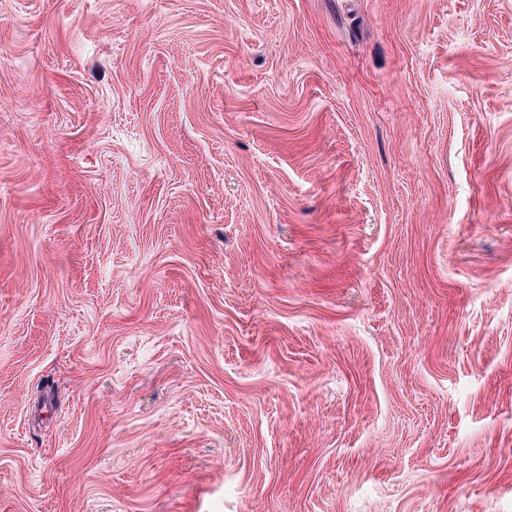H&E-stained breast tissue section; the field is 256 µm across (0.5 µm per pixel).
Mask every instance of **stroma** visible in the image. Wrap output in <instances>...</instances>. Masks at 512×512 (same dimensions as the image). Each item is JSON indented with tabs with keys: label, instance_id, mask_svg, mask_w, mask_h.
<instances>
[{
	"label": "stroma",
	"instance_id": "35a3bbf8",
	"mask_svg": "<svg viewBox=\"0 0 512 512\" xmlns=\"http://www.w3.org/2000/svg\"><path fill=\"white\" fill-rule=\"evenodd\" d=\"M0 512H512V0H0Z\"/></svg>",
	"mask_w": 512,
	"mask_h": 512
}]
</instances>
